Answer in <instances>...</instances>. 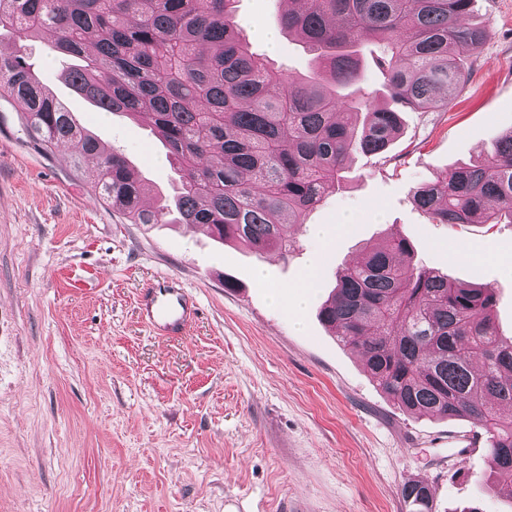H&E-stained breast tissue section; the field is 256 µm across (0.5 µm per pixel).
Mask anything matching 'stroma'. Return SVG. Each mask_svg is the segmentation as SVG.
<instances>
[{
    "instance_id": "stroma-1",
    "label": "stroma",
    "mask_w": 512,
    "mask_h": 512,
    "mask_svg": "<svg viewBox=\"0 0 512 512\" xmlns=\"http://www.w3.org/2000/svg\"><path fill=\"white\" fill-rule=\"evenodd\" d=\"M286 3L238 0L237 22L293 77L311 54L279 30ZM470 21L490 36L463 51L471 70L448 109L405 110L384 154L353 152L285 257L183 224L128 223L94 193L93 162L72 173L65 144L48 160L0 104V512H411V481L434 487V512H512V488L478 483L491 467L478 421L402 410L319 317L339 270L401 236L412 266L490 288L497 331L512 339V223L439 224L411 198L512 130V0H475ZM49 45L24 44L41 81L126 156L147 202L173 196L149 123L99 112L64 83ZM317 225L325 239L307 236ZM312 264L315 298L296 317L267 289L299 284ZM162 273L199 304L185 335L140 318L139 295ZM464 440L475 453L454 456Z\"/></svg>"
}]
</instances>
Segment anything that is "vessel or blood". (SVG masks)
Returning <instances> with one entry per match:
<instances>
[{
	"label": "vessel or blood",
	"instance_id": "b4317fda",
	"mask_svg": "<svg viewBox=\"0 0 512 512\" xmlns=\"http://www.w3.org/2000/svg\"><path fill=\"white\" fill-rule=\"evenodd\" d=\"M140 311L157 334L176 336L183 332L197 308L185 283L179 277L163 274L147 288Z\"/></svg>",
	"mask_w": 512,
	"mask_h": 512
}]
</instances>
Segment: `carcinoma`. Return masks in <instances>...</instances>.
Instances as JSON below:
<instances>
[{
    "label": "carcinoma",
    "mask_w": 512,
    "mask_h": 512,
    "mask_svg": "<svg viewBox=\"0 0 512 512\" xmlns=\"http://www.w3.org/2000/svg\"><path fill=\"white\" fill-rule=\"evenodd\" d=\"M236 2L0 0V29L16 38L0 45V100L44 155L66 143L69 166L98 159L95 191L129 223H165L164 208L144 206L148 185L125 157L79 126L24 56L23 42L51 34V52L75 60L62 73L73 91L100 112L152 122L178 175V223L286 256L291 229L339 183L352 152L383 154L399 112L448 104L435 92L464 84L459 48H480L490 31L464 22L473 0H291L280 29L305 41L314 68L290 79L242 40ZM368 42L382 46L388 107L345 93L362 80ZM412 200L440 224L512 220V131L484 161L415 187ZM412 253L404 237L371 249L339 272L319 316L399 407L481 420L493 476L512 486V341L499 337L493 295L409 267ZM402 496L413 512H432L431 486L409 483Z\"/></svg>",
    "instance_id": "obj_1"
}]
</instances>
